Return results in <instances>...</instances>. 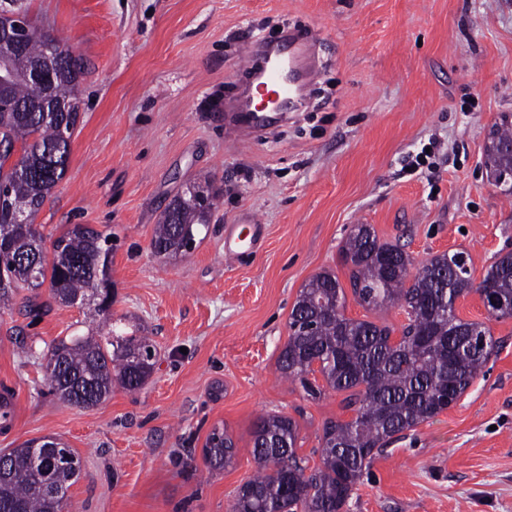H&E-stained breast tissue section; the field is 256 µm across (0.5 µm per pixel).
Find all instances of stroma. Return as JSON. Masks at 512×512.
<instances>
[{
  "instance_id": "stroma-1",
  "label": "stroma",
  "mask_w": 512,
  "mask_h": 512,
  "mask_svg": "<svg viewBox=\"0 0 512 512\" xmlns=\"http://www.w3.org/2000/svg\"><path fill=\"white\" fill-rule=\"evenodd\" d=\"M33 24L86 64L68 169L37 213L44 235L85 224L116 236L113 320L150 337L144 386L80 409L48 392L44 356L102 324L94 301L63 306L48 287L0 308V390L13 416L0 451L53 437L80 457L67 512H230L256 471L251 429L279 413L317 465L322 427L350 419L343 393L311 399L277 367L300 289L347 282L353 225L404 246L414 263L456 250L481 281L512 251V197L488 180L485 147L512 115V0H27ZM317 39L307 107L238 143L224 115L248 85L244 40L283 28ZM432 167H411L422 148ZM218 196L187 253L151 251L156 224L189 185ZM259 221L258 249L224 260V227ZM42 308L40 317L29 304ZM457 315L486 323L498 349L461 398L376 456L343 512H512V319L478 293ZM226 431L237 454L211 470ZM235 443L224 431L214 429L208 436L204 448V462L211 469L224 468L233 463L236 456Z\"/></svg>"
}]
</instances>
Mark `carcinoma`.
<instances>
[{"mask_svg":"<svg viewBox=\"0 0 512 512\" xmlns=\"http://www.w3.org/2000/svg\"><path fill=\"white\" fill-rule=\"evenodd\" d=\"M54 41L32 24L25 32L22 55L0 53V194L9 210L0 211V303L13 300L21 288L49 283L53 299L73 306L98 297L99 311L110 319L112 285L108 266L113 237L84 224H73L46 248L33 218L63 178L70 140L79 120V84L85 66L75 59L47 80L32 76L34 66ZM69 111L59 112L62 103ZM485 166L494 178L512 169V157L499 145L512 142V115L502 114L488 133ZM19 155L10 161V148ZM216 196L194 185L167 206L156 225L151 250L170 258L191 250L208 226ZM26 223L15 224L11 214ZM358 304L367 310L398 306L407 315L399 340L394 329L346 317L345 293L335 273L314 275L300 290L288 321L289 336L278 357L281 375L317 399L323 389L312 378L349 392V420L323 425L320 465L307 470L296 453L298 424L282 414L260 416L252 429V456L257 473L238 487L232 512H342L374 455L390 440L455 404L471 386L496 348L490 329L455 313L458 298L476 291L499 303L494 318H512V253L498 256L479 283H474L464 251L437 254L413 266L397 244L383 243L370 224H357L341 248ZM37 263V278L28 267ZM413 279H408L410 268ZM49 392L72 406L89 409L112 390L133 392L150 376L156 348L147 336L109 331L72 336L53 343L45 354ZM31 439L10 449L13 464L0 473V512H65L67 501L43 488L42 469L53 472L66 491L80 470V458L62 442L45 467L32 462ZM235 443L213 430L204 462L211 469L233 463Z\"/></svg>","mask_w":512,"mask_h":512,"instance_id":"1","label":"carcinoma"}]
</instances>
